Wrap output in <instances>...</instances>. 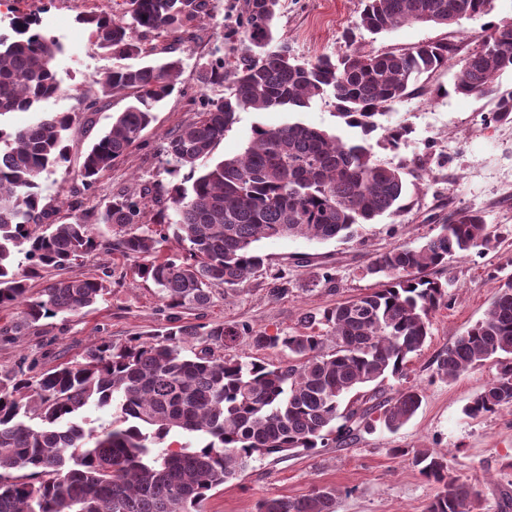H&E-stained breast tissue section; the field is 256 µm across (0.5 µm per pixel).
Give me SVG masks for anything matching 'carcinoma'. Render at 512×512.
<instances>
[{
	"mask_svg": "<svg viewBox=\"0 0 512 512\" xmlns=\"http://www.w3.org/2000/svg\"><path fill=\"white\" fill-rule=\"evenodd\" d=\"M491 2L363 0L359 26L381 34L415 23L446 27L455 16L459 27L488 14ZM122 6L120 16H82L97 48L115 60L94 79L98 97L82 100L77 112H45L12 133L0 129V307H21L28 327L82 314L106 293L108 280L59 277L35 297L30 282L102 247L139 260L138 277L154 285L168 315L146 338L121 344L102 338L81 360L37 376L0 370V512H202L209 493L257 457L313 453L331 441L342 446L355 426L374 419L400 427L420 407L414 387L364 408L345 400L388 374L405 375L410 355L425 344L448 292L421 273L492 243L481 212L462 208L419 245L372 254L364 275L378 279L379 288L303 316L300 332L270 336L246 324L182 321V309L211 303L212 287L232 289L264 270L256 242L346 238L353 225L403 208L402 168L380 163L364 139L345 141L302 122L257 126L243 153L209 163L239 112H301L331 95L336 116L368 134L380 111L415 92L423 75L452 67L456 94L492 98L491 120L509 121L512 90L495 80L512 69V18L486 26L479 46L462 57L453 43L438 40L301 63L288 47H271L279 0H244L236 30L244 52L233 61L214 52L199 68L204 86L227 85L229 94L202 100L165 137L167 174L203 167L192 184H174L163 194L155 186L117 194L92 214L81 212L78 200L71 205L78 215L58 224L39 180L69 162L68 132L79 113L97 111L115 94L130 100L83 155L82 189L90 191L176 89L182 59L171 46L156 49L149 37L191 35L215 9L211 0H122ZM33 24L31 15L19 14L13 34H0V117L61 91L54 65L62 46L30 32ZM159 52L160 61L122 64ZM171 235L189 242L187 254L160 255L159 244ZM240 337L259 350L286 351L288 361L224 356ZM492 357L497 377L467 405L471 418L512 409L511 273L500 280L485 317L441 356L437 374L451 380ZM90 404L111 412L112 422L99 431L81 416ZM172 432L196 438L198 446L160 447ZM412 465L442 486L428 512H479L474 488L448 482L445 456L422 449ZM337 498V490L323 487L298 499H262L256 512H335Z\"/></svg>",
	"mask_w": 512,
	"mask_h": 512,
	"instance_id": "cac0c4a2",
	"label": "carcinoma"
}]
</instances>
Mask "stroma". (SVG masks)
Here are the masks:
<instances>
[{
    "label": "stroma",
    "mask_w": 512,
    "mask_h": 512,
    "mask_svg": "<svg viewBox=\"0 0 512 512\" xmlns=\"http://www.w3.org/2000/svg\"><path fill=\"white\" fill-rule=\"evenodd\" d=\"M241 2L215 0L213 19L178 52L183 60L179 92L156 112L140 143L95 190L84 194L77 177L83 155L111 128L129 101L116 95L100 111L81 114L70 132L69 164L40 180L46 204L65 218L77 198L83 210L91 212L105 198L139 191L155 181L166 186L192 183L195 174L190 169L174 176L164 172V138L190 117L193 102L221 96V89L199 82L197 61L217 49L227 56L240 51L233 26ZM18 8L56 18L52 34L65 47L56 61L63 91L38 108L0 117V128L9 132L33 123L39 113L77 109L82 97L97 93L93 76L112 66L111 57L94 44L90 26L78 21L85 11L83 0H20ZM361 8V0H280L275 42L288 45L302 61L323 54L336 56L350 46L383 52L438 40L454 42L467 52L482 39L486 22L512 17V0H493L487 18L466 20L458 27L412 24L374 35L358 25ZM420 84L418 91L387 107L377 119V129L366 136L337 117L335 100L329 97L300 112H241L216 147L215 159L236 155L247 147L254 126L294 121L336 132L347 140L364 138L379 161L403 168L405 208L395 216L357 226L347 240L283 237L257 242V250L272 269L287 278V294L271 296L272 279L258 275L231 294L214 287L211 304L183 310V321L246 324L271 335L298 331L303 314L321 312L376 288V280L363 274L372 253L400 243L418 245L456 209L481 210L493 242L483 253L450 259L447 266L428 272L429 277L447 282L450 304L434 314L431 335L410 358L405 377H387L376 389L377 396L385 399L403 388L418 387L422 403L410 421L393 432L379 426L358 428L340 448L331 444L314 453L292 452L251 461L236 479L214 491L203 512H255L261 499L302 498L322 486L340 489L336 512H427L440 487L411 463L412 454L422 448L446 453L449 481L478 490L481 512H505L502 497L512 496V410L477 419L464 412L471 399L496 378L497 366L489 360L451 381L437 376L436 366L455 337L484 318L497 290L496 275L512 262V122L489 120L491 98L456 95L452 70H438L422 77ZM399 125L407 126L409 133L398 148H389L384 142L386 131ZM136 266V259L102 248L68 268V275L79 277L111 272L110 292L87 314L41 320L13 342L0 335V368H24L35 362L46 369L61 360H79L99 338L121 343L154 333L166 314L154 286L137 276ZM326 271L333 274V284L322 280Z\"/></svg>",
    "instance_id": "1"
}]
</instances>
